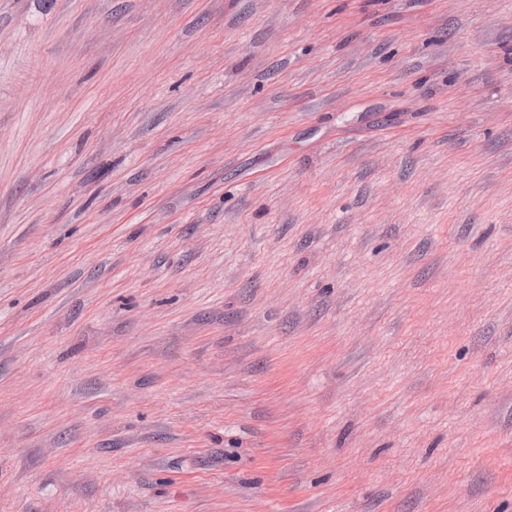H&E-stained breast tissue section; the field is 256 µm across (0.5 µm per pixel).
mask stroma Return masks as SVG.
I'll return each mask as SVG.
<instances>
[{
  "mask_svg": "<svg viewBox=\"0 0 512 512\" xmlns=\"http://www.w3.org/2000/svg\"><path fill=\"white\" fill-rule=\"evenodd\" d=\"M0 512H512V0H0Z\"/></svg>",
  "mask_w": 512,
  "mask_h": 512,
  "instance_id": "obj_1",
  "label": "stroma"
}]
</instances>
